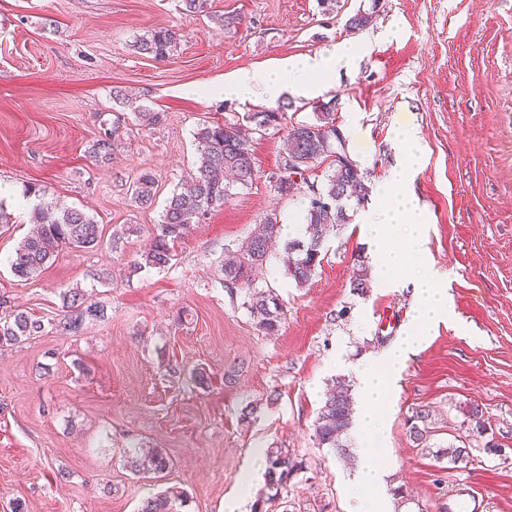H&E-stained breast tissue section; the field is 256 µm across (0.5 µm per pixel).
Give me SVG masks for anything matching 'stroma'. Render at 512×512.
<instances>
[{
  "label": "stroma",
  "instance_id": "35a3bbf8",
  "mask_svg": "<svg viewBox=\"0 0 512 512\" xmlns=\"http://www.w3.org/2000/svg\"><path fill=\"white\" fill-rule=\"evenodd\" d=\"M360 11L372 24L349 30ZM160 27L177 38L165 61L134 47ZM343 42L358 57L331 86L272 107L295 124L334 103L371 206L405 159L396 130L417 136L422 262L455 314L405 361L384 423L381 463L405 491L392 512H457L463 495L476 512H512V0H207L194 17L181 0H0V188L10 191L0 202L12 217L0 227V298L45 325L0 347V512H138L166 490L183 494L172 512H222L240 498L253 512L266 488L247 477L251 454L273 443L305 467L266 512H351L360 459L319 447L315 421L335 380L357 387L358 368L398 343L415 301L400 281L353 290L357 268L376 265L356 214L326 238L306 285L289 278L279 249L256 272V287L282 304L277 334L256 327L245 289L225 287V255L266 213L281 214L280 242L299 235L306 192L284 197L267 179L284 129L254 132L252 184L202 217L168 267L134 265L195 168L202 123L246 125L272 108L219 94L225 78ZM117 87L165 121L139 125L113 101ZM116 122L115 156L95 161L89 147ZM145 170L156 181L148 210L130 192ZM38 201L83 209L103 241L62 248L23 280L8 260ZM71 289L106 308L75 336L58 325ZM473 405L487 424L479 436L467 424ZM419 408L432 413L431 447L473 448L466 467L416 447L407 418ZM135 447L166 454L162 478L132 474Z\"/></svg>",
  "mask_w": 512,
  "mask_h": 512
}]
</instances>
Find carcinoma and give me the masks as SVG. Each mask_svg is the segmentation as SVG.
<instances>
[{"label": "carcinoma", "instance_id": "cac0c4a2", "mask_svg": "<svg viewBox=\"0 0 512 512\" xmlns=\"http://www.w3.org/2000/svg\"><path fill=\"white\" fill-rule=\"evenodd\" d=\"M137 49L157 60L170 58L176 48V32L160 28L136 41ZM121 104L133 108L144 127L162 124L164 113L150 111L135 105L133 98L120 90L113 92ZM286 120L284 112H258L253 116L256 129L280 126ZM120 123H112V134L96 140L91 154L96 160H111L112 138L119 135ZM250 130L239 123L214 122L197 132L198 161L189 175L167 199L161 222L154 225L150 248L140 255V263L164 268L176 256V248L201 217L221 208L231 197V187H245L255 178V160L251 149ZM336 141L334 106L325 103L319 107L312 122L287 128L285 153L305 160L308 167L320 166ZM367 185L364 172L358 166L332 161L323 172L317 196L309 199L304 215L305 237L285 244L288 275L298 285L306 284L320 265L321 246L336 227L349 223L343 201L355 200L361 205L366 200ZM132 202L140 209H150L156 199L155 179L145 171L133 182ZM31 221L35 231L24 238L9 260L11 272L28 280L47 268L55 253L63 247L90 249L101 244L102 230L87 213L76 208H44L33 210ZM281 219L271 211L262 219L261 230L247 237L239 246L238 256L224 262V282L229 289L239 286L247 290V309L256 326L267 335L276 334L281 327L283 308L271 291L253 287L256 269L266 265L271 256L273 241L280 231ZM63 317L58 326L75 336L83 327L104 316V306L87 302L84 295L71 292L63 295ZM42 320L24 310H12L0 317V346L20 343L41 333ZM350 387L344 380L328 394L315 424V435L320 446L332 448L340 454L347 452L341 437L347 434L351 422ZM430 412L419 409L409 418V435L417 443L428 446ZM435 455L449 461L470 459L472 449L461 446L439 448ZM265 486L271 491L268 499L277 498L301 470L304 464L287 448L270 446L266 449ZM130 469L137 474H160L169 466L168 458L157 448H140L129 455Z\"/></svg>", "mask_w": 512, "mask_h": 512}]
</instances>
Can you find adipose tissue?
Segmentation results:
<instances>
[{"mask_svg": "<svg viewBox=\"0 0 512 512\" xmlns=\"http://www.w3.org/2000/svg\"><path fill=\"white\" fill-rule=\"evenodd\" d=\"M353 45H341L321 55L307 56L279 68L243 69L224 81V95L239 100L262 99L275 104L290 94L301 98L318 96L336 72L354 60Z\"/></svg>", "mask_w": 512, "mask_h": 512, "instance_id": "ef3b65f1", "label": "adipose tissue"}]
</instances>
